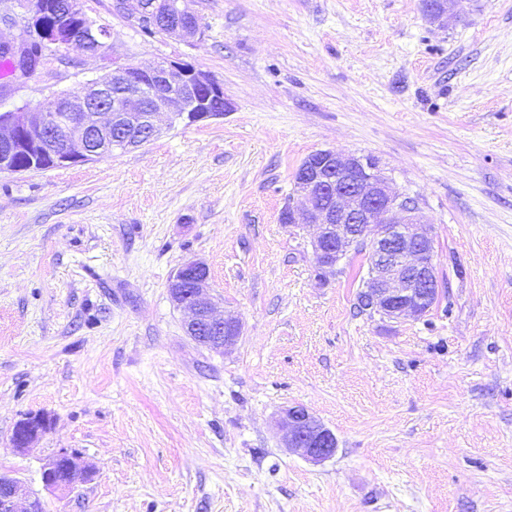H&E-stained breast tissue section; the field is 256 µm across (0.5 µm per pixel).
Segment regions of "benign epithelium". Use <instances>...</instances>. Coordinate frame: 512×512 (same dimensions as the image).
Returning a JSON list of instances; mask_svg holds the SVG:
<instances>
[{"mask_svg":"<svg viewBox=\"0 0 512 512\" xmlns=\"http://www.w3.org/2000/svg\"><path fill=\"white\" fill-rule=\"evenodd\" d=\"M195 2L114 0V8L133 27L152 19L162 25V33L194 41L203 37ZM454 3L430 0L425 12L433 21H446ZM24 9L20 41H0V49L13 56L20 78L32 75L46 60L33 48L37 41L59 46L77 43L96 54L108 36L102 28L76 22L78 17L87 18L81 0H68L54 25L45 24L37 0H27ZM229 109L221 84L191 64L173 60L145 69L115 61L105 76L77 91L51 96L38 110L1 112L0 171L35 170L42 162L61 167L127 152L162 134L159 116L163 113L169 114L171 128L220 118ZM21 154L28 163L18 166L14 158ZM294 188L306 204L301 209L286 205L280 222L317 227L311 247L321 279L336 276L349 250L363 245L373 255L361 290L366 310L392 321L419 319L430 310L439 292L433 227L420 220L412 198L393 191L389 179L368 157L316 151L297 169ZM168 292L186 312L185 332L198 344L222 353L237 343L241 322L218 309L205 262H185L170 279ZM50 426L47 414L27 413L15 423L11 442L23 452ZM279 426L284 447L309 462L319 464L336 454L335 434L304 406L283 409ZM92 477L93 471L80 456L67 450L50 458L41 471L46 487L63 492ZM21 500L27 502L23 511L18 510ZM0 512H44V508L20 479L0 473Z\"/></svg>","mask_w":512,"mask_h":512,"instance_id":"1","label":"benign epithelium"}]
</instances>
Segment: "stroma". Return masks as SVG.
<instances>
[{"mask_svg":"<svg viewBox=\"0 0 512 512\" xmlns=\"http://www.w3.org/2000/svg\"><path fill=\"white\" fill-rule=\"evenodd\" d=\"M205 35L109 36L0 78V108L184 61L224 88L223 118L66 167L0 172V471L45 512H512V0H197ZM318 150L374 157L434 229L441 281L421 319L358 312L367 262L317 277L293 176ZM191 259L243 323L199 346L171 301ZM463 275H456V267ZM335 434L314 465L275 418ZM52 419L27 451V413ZM67 449L94 472L48 490ZM284 447L290 453L319 464L336 454L335 434L306 407L292 406L279 415ZM51 419L44 413L24 414L14 425L11 442L20 452L31 448L49 429Z\"/></svg>","mask_w":512,"mask_h":512,"instance_id":"stroma-1","label":"stroma"}]
</instances>
